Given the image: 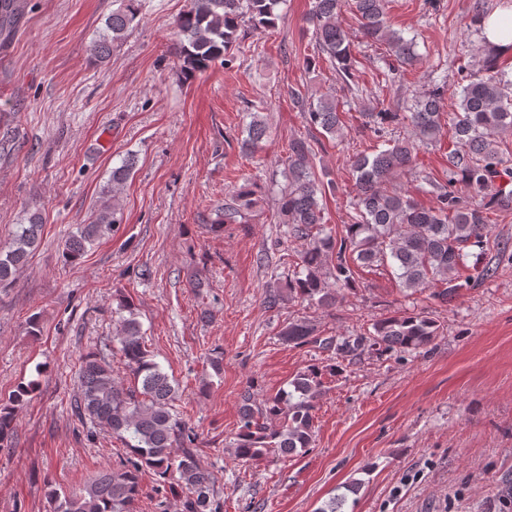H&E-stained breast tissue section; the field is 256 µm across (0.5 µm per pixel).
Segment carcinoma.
Instances as JSON below:
<instances>
[{
  "label": "carcinoma",
  "instance_id": "1",
  "mask_svg": "<svg viewBox=\"0 0 512 512\" xmlns=\"http://www.w3.org/2000/svg\"><path fill=\"white\" fill-rule=\"evenodd\" d=\"M284 2L190 0L175 22L182 73L192 77L218 61H227L247 29L275 26L277 8ZM387 2L312 0L309 21L318 48L336 72V79L347 87L355 78V65L351 42L339 22L346 6L357 16L364 37L384 45L398 65L413 66L419 61L415 41L388 24ZM140 9V0H120L92 45L96 60L110 57L112 47L132 28ZM21 15L20 0H0V40L10 36ZM499 57L500 51L488 43L474 57L472 69L453 91L459 98L457 112L440 111L448 94L444 81L415 98L406 112H389L371 101L365 105V126L382 140V146L349 158L354 215L340 236L326 224L324 183L311 165L318 139L289 140L283 171L288 184L278 197L277 214L288 239L300 242L302 250L297 260H283L287 272L280 287L285 294L271 296V305L288 298L331 307L339 291L354 287L358 267H394L405 288H431L432 298L441 303L497 274L498 268L490 265L469 274L467 259L473 248L483 254L498 246L490 238L488 210L512 209V152L503 147V138L512 135V74L500 67ZM291 96L309 129L333 139L342 136L336 95L326 93L310 100L294 91ZM246 117L250 121L245 124L246 137L241 139L240 149L250 155L267 137L268 124L259 112H249ZM392 124L408 127L411 136L386 138ZM445 128L451 133L448 167L442 179H432L417 171V151L436 145ZM135 165V156L129 154L112 169V202H103L95 217L78 225L65 242L68 261L80 260L87 248L122 223L117 194ZM400 175H411L432 186L436 205L424 208L397 189L394 180ZM265 194L264 187L245 182L217 210L210 227L220 231L226 224L242 223ZM40 224L39 213H26L10 245L0 248V288L13 281L36 247ZM329 269L334 276L331 284L326 281ZM118 311L119 351L133 382L127 388L118 385L108 353L88 352L81 358V396L74 408L78 419L87 418L120 437L127 457L79 492L66 493L47 484L52 512H134L140 474L146 469L158 477L159 492L178 487L185 493L182 512H224V503L214 496L213 474L198 461L199 434L173 408L178 388L152 359L131 305L121 301ZM282 335L290 343L331 351L336 358L350 361L366 351L424 349L440 335V326L418 312L385 317L374 322L372 330L354 336H324L301 320L289 322ZM326 371L334 374L336 366H309L290 382L291 389L279 390L260 402L251 389L244 390L236 457L257 461L270 453L285 457L306 451L312 443ZM31 392V386H22L9 402L0 404L1 445L12 442L16 408Z\"/></svg>",
  "mask_w": 512,
  "mask_h": 512
}]
</instances>
